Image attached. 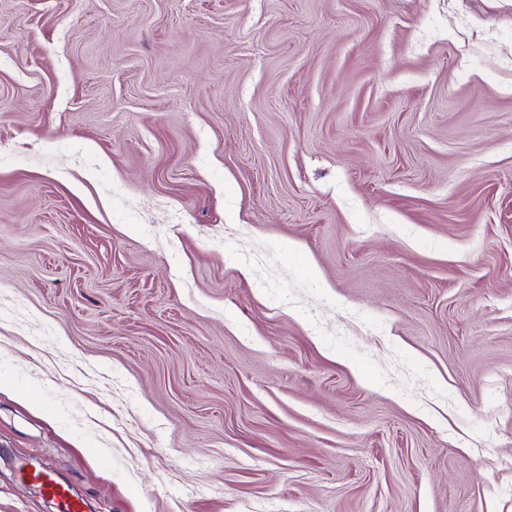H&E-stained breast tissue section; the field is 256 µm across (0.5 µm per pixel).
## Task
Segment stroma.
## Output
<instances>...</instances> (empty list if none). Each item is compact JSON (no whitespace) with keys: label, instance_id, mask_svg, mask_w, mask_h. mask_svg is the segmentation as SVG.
Here are the masks:
<instances>
[{"label":"stroma","instance_id":"1","mask_svg":"<svg viewBox=\"0 0 512 512\" xmlns=\"http://www.w3.org/2000/svg\"><path fill=\"white\" fill-rule=\"evenodd\" d=\"M512 512V0H0V512ZM28 476L43 495L55 501L58 512H83L81 503L74 499L68 489L57 482L50 472L38 470L29 472Z\"/></svg>","mask_w":512,"mask_h":512}]
</instances>
